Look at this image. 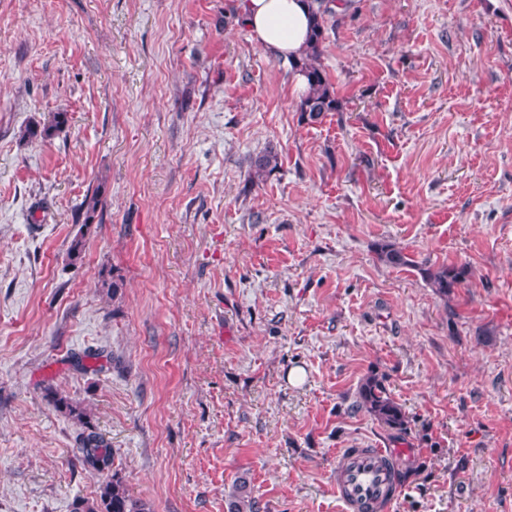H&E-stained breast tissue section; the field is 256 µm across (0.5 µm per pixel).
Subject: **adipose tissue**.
<instances>
[{"label": "adipose tissue", "instance_id": "1", "mask_svg": "<svg viewBox=\"0 0 512 512\" xmlns=\"http://www.w3.org/2000/svg\"><path fill=\"white\" fill-rule=\"evenodd\" d=\"M240 14L251 40L269 57H297L309 41L305 0H242Z\"/></svg>", "mask_w": 512, "mask_h": 512}]
</instances>
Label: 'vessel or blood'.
<instances>
[{
    "instance_id": "obj_1",
    "label": "vessel or blood",
    "mask_w": 512,
    "mask_h": 512,
    "mask_svg": "<svg viewBox=\"0 0 512 512\" xmlns=\"http://www.w3.org/2000/svg\"><path fill=\"white\" fill-rule=\"evenodd\" d=\"M397 491L389 449L357 448L345 454L336 474V495L344 512H386Z\"/></svg>"
}]
</instances>
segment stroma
I'll list each match as a JSON object with an SVG mask.
<instances>
[{"mask_svg":"<svg viewBox=\"0 0 512 512\" xmlns=\"http://www.w3.org/2000/svg\"><path fill=\"white\" fill-rule=\"evenodd\" d=\"M239 17L0 0V512L94 497L88 426L153 512H226L241 477L342 512L348 448L402 449L387 512H512V0H345L313 124ZM385 242L471 275L441 296ZM371 374L405 433L356 409ZM68 116L63 112L53 113L52 118L42 128L39 125H31L25 131V136L30 140L46 139L65 131ZM378 259L381 262L392 266H410L418 267L413 256L406 253L403 249L396 248L393 244L383 243L379 245L377 250ZM80 437L78 451L81 455L82 461L88 467L96 471H103L104 469L98 468L94 459L104 452V462L107 469L113 465L112 450L109 443L96 431L89 430L87 433L82 432Z\"/></svg>","mask_w":512,"mask_h":512,"instance_id":"1","label":"stroma"}]
</instances>
